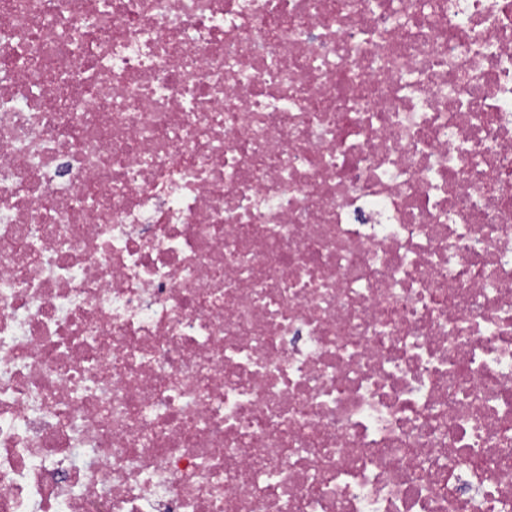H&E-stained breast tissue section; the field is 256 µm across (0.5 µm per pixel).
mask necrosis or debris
Wrapping results in <instances>:
<instances>
[{"instance_id":"necrosis-or-debris-1","label":"necrosis or debris","mask_w":512,"mask_h":512,"mask_svg":"<svg viewBox=\"0 0 512 512\" xmlns=\"http://www.w3.org/2000/svg\"><path fill=\"white\" fill-rule=\"evenodd\" d=\"M0 512H512V0H0Z\"/></svg>"}]
</instances>
